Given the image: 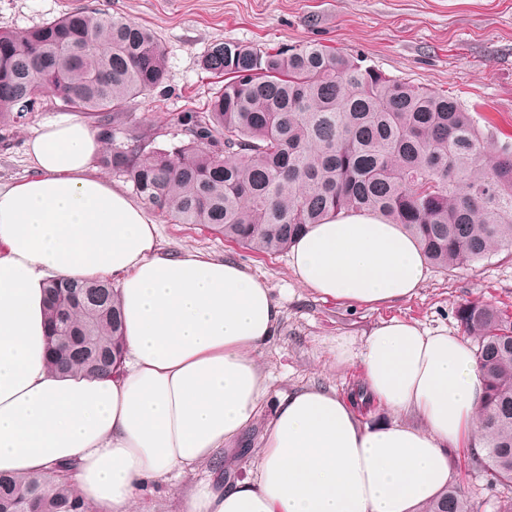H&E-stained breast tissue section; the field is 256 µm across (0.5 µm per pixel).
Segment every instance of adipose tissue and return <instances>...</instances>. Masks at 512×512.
Returning a JSON list of instances; mask_svg holds the SVG:
<instances>
[{
	"mask_svg": "<svg viewBox=\"0 0 512 512\" xmlns=\"http://www.w3.org/2000/svg\"><path fill=\"white\" fill-rule=\"evenodd\" d=\"M24 146L27 176L0 182V471L65 466L96 512H132L145 486L219 461L251 426L268 394L256 355L281 309L235 260L161 255L154 220L99 175L101 137L82 118L40 122ZM290 265L322 297L370 309L411 297L426 272L402 225L351 211L310 225ZM60 276L117 279L124 353L111 375L48 365L45 287ZM336 355L361 364L395 420L366 422L331 389L289 393L255 469L200 481L183 512H424L443 493L453 450L478 431L472 346L393 318L337 339Z\"/></svg>",
	"mask_w": 512,
	"mask_h": 512,
	"instance_id": "obj_1",
	"label": "adipose tissue"
}]
</instances>
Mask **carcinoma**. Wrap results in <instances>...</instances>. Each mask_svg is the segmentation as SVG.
<instances>
[{
  "instance_id": "obj_1",
  "label": "carcinoma",
  "mask_w": 512,
  "mask_h": 512,
  "mask_svg": "<svg viewBox=\"0 0 512 512\" xmlns=\"http://www.w3.org/2000/svg\"><path fill=\"white\" fill-rule=\"evenodd\" d=\"M203 65L224 85L204 109L180 113L187 140L151 147L121 127L131 102L165 81L150 29L85 10L1 30L0 123L55 96L94 120L107 142L98 163L131 182L143 205L256 252H283L309 225L355 210L402 225L443 270L512 255V151L486 161L482 133L455 98L311 43L215 41ZM47 300L49 364L112 372L123 354L112 282L57 277ZM456 320L476 342L485 388L473 457L506 492L495 512H512V316L469 301ZM482 508L450 486L427 512ZM0 512L92 507L55 476L0 473Z\"/></svg>"
}]
</instances>
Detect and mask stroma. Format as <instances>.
<instances>
[{
    "label": "stroma",
    "mask_w": 512,
    "mask_h": 512,
    "mask_svg": "<svg viewBox=\"0 0 512 512\" xmlns=\"http://www.w3.org/2000/svg\"><path fill=\"white\" fill-rule=\"evenodd\" d=\"M79 9L125 17L151 29L160 43L166 82L136 99L125 120L133 134L155 146L183 139L179 113L202 108L221 85L202 60L212 42L224 40L271 48L317 41L361 57L388 75L452 94L471 113L489 151L512 149V0H0V30L24 32ZM62 110L58 100L46 96L34 111L0 126L1 182L25 176L26 137L38 122ZM154 219L164 254L191 250L232 258L261 277L281 307L275 336L257 355L268 404L248 434L245 451L225 454L219 471L227 482L254 469L271 405L279 397L305 387L348 397L363 387L361 366L337 359V338H361L393 317L456 335V308L474 300L512 315V257L502 253L466 269L428 268L412 297L371 310L321 299L299 284L288 253L254 252L200 225L159 213ZM200 478L189 473L147 486L135 512H181ZM452 481L484 502V512H493L499 491L470 449L454 460Z\"/></svg>",
    "instance_id": "35a3bbf8"
}]
</instances>
